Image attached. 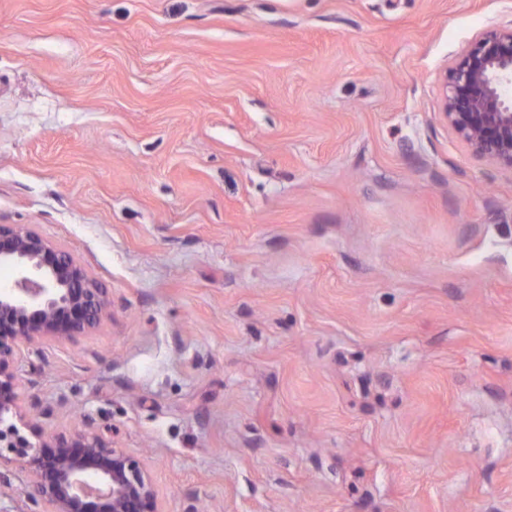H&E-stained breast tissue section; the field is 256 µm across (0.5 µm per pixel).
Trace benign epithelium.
<instances>
[{"label": "benign epithelium", "mask_w": 512, "mask_h": 512, "mask_svg": "<svg viewBox=\"0 0 512 512\" xmlns=\"http://www.w3.org/2000/svg\"><path fill=\"white\" fill-rule=\"evenodd\" d=\"M438 115L469 151L512 172V27L482 33L444 70ZM17 272L0 291V460L20 461L36 478L30 497L40 512H160L137 457L86 431L29 435L7 416H22L15 362L46 338L70 339L94 327L109 300L65 249L25 224L0 225V266Z\"/></svg>", "instance_id": "obj_1"}]
</instances>
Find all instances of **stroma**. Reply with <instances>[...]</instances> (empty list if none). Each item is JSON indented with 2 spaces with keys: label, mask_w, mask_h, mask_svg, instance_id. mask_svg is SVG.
Masks as SVG:
<instances>
[{
  "label": "stroma",
  "mask_w": 512,
  "mask_h": 512,
  "mask_svg": "<svg viewBox=\"0 0 512 512\" xmlns=\"http://www.w3.org/2000/svg\"><path fill=\"white\" fill-rule=\"evenodd\" d=\"M512 0H0V224L110 305L15 373L160 512H512V173L438 116ZM0 512H27L20 462Z\"/></svg>",
  "instance_id": "1"
}]
</instances>
